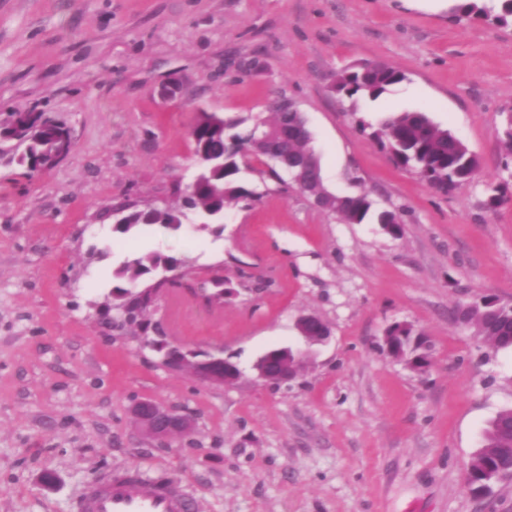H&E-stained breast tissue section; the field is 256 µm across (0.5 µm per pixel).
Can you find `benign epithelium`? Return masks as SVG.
<instances>
[{
    "label": "benign epithelium",
    "mask_w": 512,
    "mask_h": 512,
    "mask_svg": "<svg viewBox=\"0 0 512 512\" xmlns=\"http://www.w3.org/2000/svg\"><path fill=\"white\" fill-rule=\"evenodd\" d=\"M72 148V134L68 129L65 131L62 146L51 157L49 166L56 167L68 157ZM314 320L315 317L310 315L301 316L297 320V329L307 345V349L294 353V356L299 359H310L312 357L310 347L326 343L331 338V330L327 325L323 326L320 336H310L305 332V326ZM140 345L154 351L160 358V365L165 369L174 372H187L197 382L208 386L232 385L242 376L241 369L224 357L210 354L198 355L163 336L159 337L157 341L145 337L140 340ZM255 372L257 377L263 381L268 380L269 375L273 374L282 384L295 380L299 375L294 363L286 356L281 358L279 364L271 372L267 371L264 361H257ZM132 414L138 422L142 434L158 443L166 442L174 436L189 437L194 430L193 419L188 414L163 407L150 399L137 401L132 407Z\"/></svg>",
    "instance_id": "1"
}]
</instances>
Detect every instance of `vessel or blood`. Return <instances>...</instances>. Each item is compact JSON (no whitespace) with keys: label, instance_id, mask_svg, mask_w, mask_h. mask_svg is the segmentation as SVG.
Wrapping results in <instances>:
<instances>
[{"label":"vessel or blood","instance_id":"vessel-or-blood-1","mask_svg":"<svg viewBox=\"0 0 512 512\" xmlns=\"http://www.w3.org/2000/svg\"><path fill=\"white\" fill-rule=\"evenodd\" d=\"M196 505L173 479L118 471L87 488L81 512H195Z\"/></svg>","mask_w":512,"mask_h":512}]
</instances>
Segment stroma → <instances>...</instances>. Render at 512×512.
I'll return each mask as SVG.
<instances>
[{"mask_svg": "<svg viewBox=\"0 0 512 512\" xmlns=\"http://www.w3.org/2000/svg\"><path fill=\"white\" fill-rule=\"evenodd\" d=\"M454 5L0 0V113L38 106L74 142L34 177L0 161V512H79L118 470L175 479L196 512H512V481L485 497L466 481L484 428L512 407V351L450 317L484 295L512 304V200L486 206L512 186V25ZM363 60L407 78L340 97L334 74ZM173 81L183 96L162 100ZM275 95L305 117L324 185L402 210L401 237L343 223L264 165L243 175L259 201L225 210L222 234L195 216L176 235L113 233L118 201L178 206L199 111L262 116ZM422 108L476 155L472 181L434 190L371 138L387 113ZM149 251L238 288L224 303L169 288L154 314L176 342L232 356L236 385L169 371L100 324L115 269ZM305 314L330 342L289 385L257 380L270 347L300 346ZM395 323L428 338L426 372L383 351ZM144 398L190 414L193 434L145 440L130 412Z\"/></svg>", "mask_w": 512, "mask_h": 512, "instance_id": "1", "label": "stroma"}]
</instances>
